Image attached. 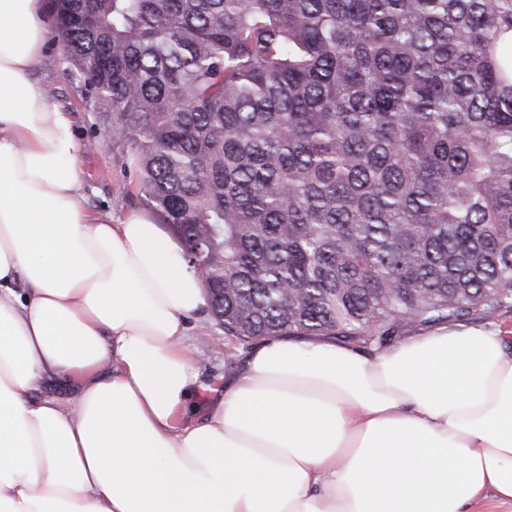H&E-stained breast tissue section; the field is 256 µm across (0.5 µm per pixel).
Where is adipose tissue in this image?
Wrapping results in <instances>:
<instances>
[{"instance_id":"1","label":"adipose tissue","mask_w":512,"mask_h":512,"mask_svg":"<svg viewBox=\"0 0 512 512\" xmlns=\"http://www.w3.org/2000/svg\"><path fill=\"white\" fill-rule=\"evenodd\" d=\"M47 40L44 0H0V512H512L496 330L269 340L178 424L200 278L147 216L85 210L72 116L32 77Z\"/></svg>"}]
</instances>
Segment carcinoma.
Segmentation results:
<instances>
[{"label":"carcinoma","mask_w":512,"mask_h":512,"mask_svg":"<svg viewBox=\"0 0 512 512\" xmlns=\"http://www.w3.org/2000/svg\"><path fill=\"white\" fill-rule=\"evenodd\" d=\"M224 340L512 311V0H51Z\"/></svg>","instance_id":"obj_1"}]
</instances>
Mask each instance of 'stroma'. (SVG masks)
<instances>
[{
    "mask_svg": "<svg viewBox=\"0 0 512 512\" xmlns=\"http://www.w3.org/2000/svg\"><path fill=\"white\" fill-rule=\"evenodd\" d=\"M34 76L44 85L50 104L69 109L75 117L74 133L82 145L77 164L82 173L78 192L85 207L106 220H119L130 212L144 211L145 206L133 189L131 171L122 164L124 148L107 141V131L95 110L92 88L72 83L65 74L61 49L48 43L44 58ZM187 342L201 356L198 379L204 387L216 388L225 378L240 369L249 353H229L224 343V330L210 310L190 319Z\"/></svg>",
    "mask_w": 512,
    "mask_h": 512,
    "instance_id": "35a3bbf8",
    "label": "stroma"
}]
</instances>
